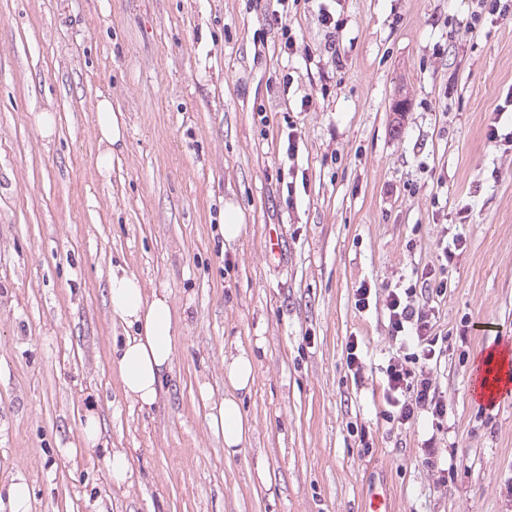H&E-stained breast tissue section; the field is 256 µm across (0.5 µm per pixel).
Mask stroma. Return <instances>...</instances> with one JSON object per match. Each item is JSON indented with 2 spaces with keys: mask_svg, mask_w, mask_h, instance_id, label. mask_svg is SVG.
Segmentation results:
<instances>
[{
  "mask_svg": "<svg viewBox=\"0 0 512 512\" xmlns=\"http://www.w3.org/2000/svg\"><path fill=\"white\" fill-rule=\"evenodd\" d=\"M477 3L0 0V485L25 477L32 512H365L375 493L393 512H512V392L492 406L472 392L481 360L512 346V149L486 138L494 117L512 131V108L495 114L512 90V13L475 25ZM102 93L127 129L107 177ZM228 207L244 224L229 247ZM446 235L463 240L438 303L448 417L402 425L384 415L387 290ZM116 265L180 317L149 408L111 366L128 333L108 306ZM240 348L254 383L231 456L203 395L223 397ZM432 435L451 479L422 463ZM117 449L132 485L109 477Z\"/></svg>",
  "mask_w": 512,
  "mask_h": 512,
  "instance_id": "stroma-1",
  "label": "stroma"
}]
</instances>
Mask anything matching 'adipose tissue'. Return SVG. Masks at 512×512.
Segmentation results:
<instances>
[{
  "label": "adipose tissue",
  "mask_w": 512,
  "mask_h": 512,
  "mask_svg": "<svg viewBox=\"0 0 512 512\" xmlns=\"http://www.w3.org/2000/svg\"><path fill=\"white\" fill-rule=\"evenodd\" d=\"M95 119L103 146L97 168L106 175L112 168L114 148L125 140L126 128L121 113L113 111L110 97L104 94L96 102ZM108 299L113 317L132 330L112 350V366L119 375L123 393L132 403L152 406L173 369L177 314L166 293H146L139 279L120 267L109 276ZM253 380V357L247 350L241 348L225 357L226 393L213 406L210 425L223 436L224 449L231 455L240 451L249 430L241 396L250 391Z\"/></svg>",
  "instance_id": "1"
}]
</instances>
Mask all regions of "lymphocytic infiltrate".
I'll use <instances>...</instances> for the list:
<instances>
[{"instance_id": "lymphocytic-infiltrate-1", "label": "lymphocytic infiltrate", "mask_w": 512, "mask_h": 512, "mask_svg": "<svg viewBox=\"0 0 512 512\" xmlns=\"http://www.w3.org/2000/svg\"><path fill=\"white\" fill-rule=\"evenodd\" d=\"M461 239L440 242L434 264L425 265L416 274L414 284L389 289L386 297L388 333L392 341L404 347V354L393 356L385 368L386 386L383 397L390 408L389 419L406 425L421 414L442 419L447 405L433 376V367L440 362L445 349L436 332L438 311L422 302L426 293L443 295L448 287L444 273Z\"/></svg>"}]
</instances>
